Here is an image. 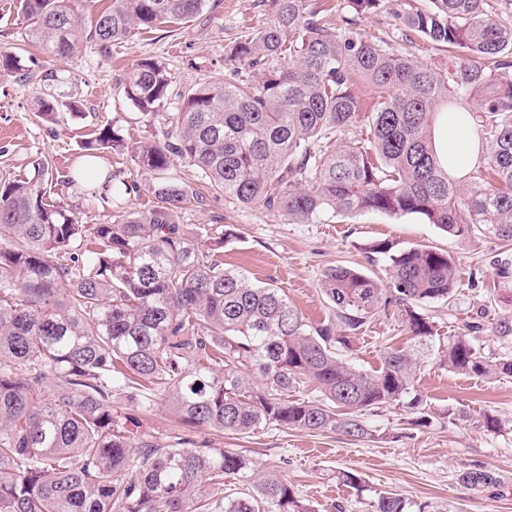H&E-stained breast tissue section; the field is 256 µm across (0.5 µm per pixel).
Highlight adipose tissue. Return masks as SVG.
<instances>
[{
    "label": "adipose tissue",
    "mask_w": 512,
    "mask_h": 512,
    "mask_svg": "<svg viewBox=\"0 0 512 512\" xmlns=\"http://www.w3.org/2000/svg\"><path fill=\"white\" fill-rule=\"evenodd\" d=\"M434 145L442 166L454 177L477 164L482 152L471 130V119L465 112H445L438 116Z\"/></svg>",
    "instance_id": "1"
}]
</instances>
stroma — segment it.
<instances>
[{"instance_id": "stroma-1", "label": "stroma", "mask_w": 512, "mask_h": 512, "mask_svg": "<svg viewBox=\"0 0 512 512\" xmlns=\"http://www.w3.org/2000/svg\"><path fill=\"white\" fill-rule=\"evenodd\" d=\"M332 24L344 17L373 40L398 43L402 31L386 0L373 13H355L349 0H318ZM18 0H0V47L16 49L22 72L0 77V170L28 176L41 160L52 163L57 181L47 189L49 202L73 211L88 225L107 222L109 212L87 196L81 184L69 182L80 161L81 145L98 129L110 125L127 142L153 138L161 124L140 114L126 99L124 81L146 56L166 63L175 84H189L201 75L224 73V45L247 28L271 18L266 0H209L193 22L166 31H140L113 46L111 55L93 48L64 66L57 87L64 100L77 102L78 111L61 110L48 125L35 115L41 88L31 74L52 67V60L22 37ZM190 231L206 238L223 237L218 253L226 267L243 272L256 285L273 284L286 291L307 320L318 321L328 311L319 288L326 268L347 265L386 277L383 256L369 258L367 248L376 241L394 250L428 247L448 252L458 270V289L448 303L427 305L426 312L443 336L460 333L465 323L478 321V339L486 354L512 358V340L495 334L499 319L512 317V277L497 274L496 262L512 258V246L481 233L466 238L447 235L417 215L390 216L365 212L321 224H297L262 208L207 198L180 218ZM232 237H225V229ZM407 332L391 316L378 313L353 338V362L364 369L378 367L382 350ZM416 389L433 413L416 423L408 409L386 404L366 413L367 424L378 439L355 442L333 433H309L271 426L249 436L212 429L204 436L213 447L237 452L254 468L287 481L298 500L317 512H372L378 493L393 492L429 512H512V377L484 380L425 362L417 373ZM465 410L467 420L450 422L448 408ZM499 418L502 429L480 427L484 415ZM467 469L493 474L496 484L471 487L459 475ZM347 470L363 485L353 489L339 483L336 473Z\"/></svg>"}]
</instances>
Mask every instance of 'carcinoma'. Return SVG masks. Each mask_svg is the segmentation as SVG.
<instances>
[{
  "label": "carcinoma",
  "instance_id": "obj_1",
  "mask_svg": "<svg viewBox=\"0 0 512 512\" xmlns=\"http://www.w3.org/2000/svg\"><path fill=\"white\" fill-rule=\"evenodd\" d=\"M81 0H19L25 38L69 60L81 40L101 56L135 29L197 18L207 0H112L82 31ZM270 22L224 44V77L204 76L176 93L152 57L127 76L124 94L169 127L128 144L110 126L82 146L75 179L97 196L91 159L128 153L152 176L153 205L135 210L134 187L112 185L106 224L79 223L46 198L54 177L40 162L20 179L0 171V512H315L288 483L245 457L199 438L203 428L236 435L269 426L371 441L362 415L396 403L428 415L415 377L427 356L483 379L512 377V359L493 360L470 333L436 341L424 305L447 302L458 285L452 257L387 243L384 281L358 269L327 268L320 288L329 313L311 323L288 296L258 286L215 258L179 224L199 200L171 173L193 167L217 194L301 224L363 212L418 214L451 236L479 231L512 242V0L405 3L398 24L465 59L446 69L414 63L345 20L338 28L313 0H266ZM20 70L0 48V76ZM358 74L378 94L370 137H349ZM42 87L35 116L55 122L58 72L32 74ZM470 113L483 159L453 178L433 146L438 112ZM412 333L389 346L380 366L356 367L352 335L380 313ZM300 385L316 396L291 400ZM124 399L148 411L169 403L179 433L162 441L133 432L112 409ZM244 489L224 493V478ZM464 484L493 477L474 470ZM373 512H423L380 493Z\"/></svg>",
  "mask_w": 512,
  "mask_h": 512
}]
</instances>
